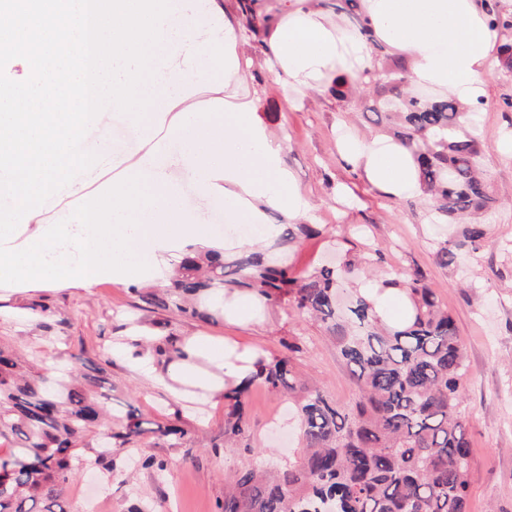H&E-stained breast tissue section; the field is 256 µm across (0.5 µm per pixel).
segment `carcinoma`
<instances>
[{"instance_id":"1","label":"carcinoma","mask_w":512,"mask_h":512,"mask_svg":"<svg viewBox=\"0 0 512 512\" xmlns=\"http://www.w3.org/2000/svg\"><path fill=\"white\" fill-rule=\"evenodd\" d=\"M488 27L502 36L498 73L512 78V17L497 0H484ZM376 89L367 110L378 123L397 121L387 134L407 149L417 166L418 189L430 197L433 221L461 224L458 241L438 243L446 267L458 250L481 251L484 225L470 218L498 207L480 167L482 135L472 112L452 95L419 98L407 91L405 56L376 63L354 77L333 80L336 99L352 83ZM308 224H284L273 247L285 254ZM325 263L305 275L264 254L211 252L204 262L186 257L163 287L135 288L150 310L188 314L203 322L224 316L213 299L226 292L258 289L267 301L288 299L291 309L321 322L349 368L360 398L340 406L315 383L297 384L288 353L260 359L246 386L224 394V437L244 440L249 422L245 398L258 382L275 395L297 398L303 448L299 462L284 469L257 458L224 478L221 512H469L472 459L463 390L468 367L454 319L418 271L396 273L386 283L402 289L415 309L399 328L381 324L363 294L346 284L355 266ZM149 352L157 364L183 355L172 336L132 343L130 354ZM81 368L59 373L31 362L0 343V512H72L63 491L84 468L121 467L146 432L180 439L176 425L146 428V421L112 403V384L102 368L81 354Z\"/></svg>"}]
</instances>
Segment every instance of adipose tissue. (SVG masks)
Listing matches in <instances>:
<instances>
[{
    "label": "adipose tissue",
    "mask_w": 512,
    "mask_h": 512,
    "mask_svg": "<svg viewBox=\"0 0 512 512\" xmlns=\"http://www.w3.org/2000/svg\"><path fill=\"white\" fill-rule=\"evenodd\" d=\"M172 3L178 11L164 19V48L152 61L159 69L155 104L139 124L147 149L127 157L112 152L103 131H93L88 144L110 158L119 177L93 196L85 194L83 178H76L71 194L81 204L66 223L25 229L15 242L0 246V287L69 283L89 290L104 280L137 287L167 283L183 257L220 244L171 178L173 166L193 179L200 197L223 203L227 223L251 228L250 248H262L276 232L266 221L267 210L287 212L292 220L304 217L303 197L253 102L227 98L220 112L183 110L215 57H223L228 81L235 79L240 61L232 35L221 38L205 27L213 0ZM306 3L282 0L284 21L272 42L290 84L313 87L346 55L354 74L372 68L374 59L362 43L329 30ZM369 10L377 34L408 50L418 80L470 106L484 99L495 35L476 0H369ZM350 153L386 194L416 190V166L402 148L356 144ZM367 294L384 323H402L413 314L397 288L379 282ZM184 349L185 357L154 369L155 381L192 385L211 400L243 385L262 356L231 338L203 332L188 338Z\"/></svg>",
    "instance_id": "obj_1"
}]
</instances>
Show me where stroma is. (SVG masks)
I'll list each match as a JSON object with an SVG mask.
<instances>
[{"label": "stroma", "instance_id": "35a3bbf8", "mask_svg": "<svg viewBox=\"0 0 512 512\" xmlns=\"http://www.w3.org/2000/svg\"><path fill=\"white\" fill-rule=\"evenodd\" d=\"M243 0H216V33L231 31L241 57L240 91L252 100L270 136L281 144L282 162L300 188L306 221L322 227L320 235L300 239L288 254L296 274L377 248L380 260L370 276L383 279L397 272L422 271L447 306L462 337L469 362L464 404L474 462L471 512H512V111L503 100L512 82L496 72L486 78L488 104L478 122L484 132L481 164L490 192L499 198L488 217L485 246L478 255L459 253L456 263L438 266L437 242L459 230L431 221L428 203L417 195L391 197L374 187L364 169L344 149L346 141L379 137L373 113L366 111V93L341 101L329 81L314 88L289 84L268 46L282 20L281 0H257L246 13ZM45 300L60 326L37 325L29 303ZM143 325L185 339L203 331L230 336L245 347H260L267 357L283 354L284 342L299 336L303 350L294 356L299 381L315 380L339 405L354 404L359 392L347 380V367L325 337L322 325L290 311L287 302L266 305L256 328L217 320L203 323L168 311H146L129 286L101 282L92 292L74 288L0 290V337L10 340L55 369L73 366L70 349L86 348L89 358L104 368L114 399L131 404L154 424H176L185 432L173 441L146 434L142 451L166 459L168 471L146 470L121 481L104 477L99 485L97 512H125L133 504L173 505V512H217L224 498V475L248 464L252 451L266 449L281 466L299 458L296 419L287 397L254 385L246 407L251 443L224 440V403L211 401L204 409H188L151 379L145 369L113 353V346L130 347L126 331ZM63 337L68 350H57L49 335Z\"/></svg>", "mask_w": 512, "mask_h": 512}]
</instances>
